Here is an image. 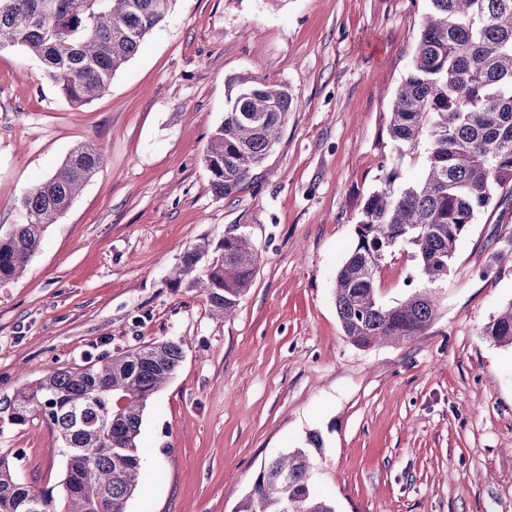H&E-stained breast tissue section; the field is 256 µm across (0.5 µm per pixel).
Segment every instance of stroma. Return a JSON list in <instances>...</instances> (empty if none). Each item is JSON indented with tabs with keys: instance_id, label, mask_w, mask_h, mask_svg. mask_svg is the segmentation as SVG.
<instances>
[{
	"instance_id": "stroma-1",
	"label": "stroma",
	"mask_w": 512,
	"mask_h": 512,
	"mask_svg": "<svg viewBox=\"0 0 512 512\" xmlns=\"http://www.w3.org/2000/svg\"><path fill=\"white\" fill-rule=\"evenodd\" d=\"M426 0H172L112 79L72 107L40 62L0 50V230L77 145L105 161L0 284V395L98 355L158 340L183 361L148 407L144 479L128 512H234L264 463L319 432L314 482L336 512H512V347L483 330L512 302V205L478 213L438 289L431 327L354 347L333 295L365 197L381 185L386 126ZM241 75L287 85L280 139L229 198L204 153ZM245 234L257 257L235 316L214 318L172 272L201 239ZM406 250L380 299L417 276ZM0 455L37 489L65 456L42 418L0 426Z\"/></svg>"
}]
</instances>
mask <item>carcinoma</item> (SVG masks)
<instances>
[{
  "mask_svg": "<svg viewBox=\"0 0 512 512\" xmlns=\"http://www.w3.org/2000/svg\"><path fill=\"white\" fill-rule=\"evenodd\" d=\"M171 0H0V49L35 55L71 105L109 88L112 77L166 19ZM409 71L387 124L392 151L382 186L365 198L353 246L334 278L336 312L357 347L400 343L424 333L438 313L436 288L458 240L495 190L512 194V0H427ZM293 97L284 84L233 81L224 120L204 154L220 198L250 182L277 143ZM427 146L418 181L402 178L413 151ZM104 162L94 144L75 147L62 166L21 200L24 222L0 233V283L16 279L41 249L48 225ZM407 246L422 286L384 304L378 274ZM248 239L226 232L189 248L175 281L195 289L223 318L235 312L255 273ZM484 335L512 346V302ZM184 358L180 344L158 341L117 356L57 370L0 397V423L42 418L66 449L62 495L23 482L0 456V512H128L143 473L142 423L148 403ZM317 432L304 446L258 472L235 512H336L313 483Z\"/></svg>",
  "mask_w": 512,
  "mask_h": 512,
  "instance_id": "cac0c4a2",
  "label": "carcinoma"
}]
</instances>
